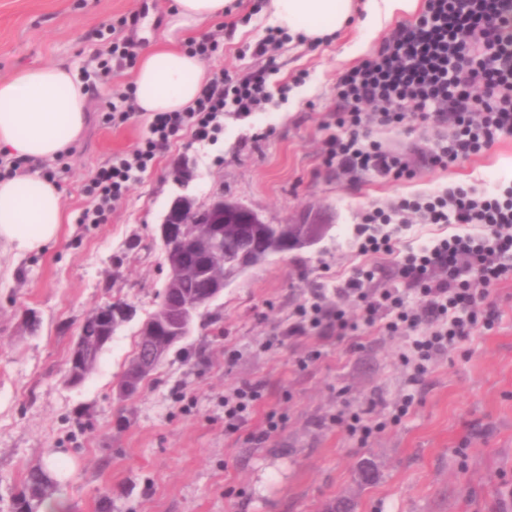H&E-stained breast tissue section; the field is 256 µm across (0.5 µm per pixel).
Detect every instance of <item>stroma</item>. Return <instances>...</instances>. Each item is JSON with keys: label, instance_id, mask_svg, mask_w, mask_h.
<instances>
[{"label": "stroma", "instance_id": "1", "mask_svg": "<svg viewBox=\"0 0 512 512\" xmlns=\"http://www.w3.org/2000/svg\"><path fill=\"white\" fill-rule=\"evenodd\" d=\"M266 0H230L226 18L181 31L182 40L219 35L205 59L231 75L266 69L273 96L246 118L225 117L206 145L182 133L170 151L133 183L103 224H81L83 186L113 153L136 148L148 120L103 121L113 91L132 84L135 66L96 74V53L112 27L140 14L137 38L158 43L174 19L173 0H0V75L26 67L72 66L88 96V122L73 151L51 161L70 218L58 240L0 271V512H11L24 471L42 459L63 462L68 478L56 494L68 512H324L336 499L355 512H512V281L495 290L501 317L438 355L418 385L401 354L407 340L378 329L343 339L312 330L287 336L315 290L347 317L362 305L336 296L362 262L356 227L370 205L461 183L477 189L512 183V137L442 169L423 163L439 130L375 128L385 145L416 159V174L398 180L350 179L323 163L327 123L336 111V77L355 66L345 54L368 38L376 49L397 25L368 37L363 13L327 42L299 39L271 57L249 43L269 26ZM237 21L236 30L226 27ZM287 95H280L281 86ZM184 172L197 202L225 195L272 223L305 205L324 206L335 226L316 246L270 258L233 280L202 310L139 393L122 402L116 383L131 359L142 323L157 309L165 278L157 226ZM133 308L78 385L68 358L82 321L104 302ZM262 383L265 400L245 431L224 432V397ZM414 403L393 416L406 395ZM286 419L264 432V415ZM342 410L367 411L382 424L360 445L334 421ZM371 465L372 481L360 469Z\"/></svg>", "mask_w": 512, "mask_h": 512}]
</instances>
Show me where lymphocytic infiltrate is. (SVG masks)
I'll return each instance as SVG.
<instances>
[{
	"instance_id": "f902f5d3",
	"label": "lymphocytic infiltrate",
	"mask_w": 512,
	"mask_h": 512,
	"mask_svg": "<svg viewBox=\"0 0 512 512\" xmlns=\"http://www.w3.org/2000/svg\"><path fill=\"white\" fill-rule=\"evenodd\" d=\"M503 0H425L418 17L399 24L379 48L358 65L339 73L342 102L325 140L323 161L359 178L408 176L410 158L371 139L374 127L403 125L413 114L444 124L443 138L429 164L448 167L477 155L512 135V43L496 22ZM271 94L265 70L237 78L214 71L205 77L193 105L183 111L153 113L149 132L137 149L113 155L84 185L91 204L82 224H102L131 184L153 166L181 132L206 143L215 139L228 115L246 117ZM471 224L478 234H451L420 252L398 255L387 224ZM360 256L398 255L401 278L411 293L382 288L371 293L376 267L359 266L336 292L364 303L360 322L328 305L323 293L302 307L289 335L310 329L345 337L358 326H382L404 335L414 357L412 380L421 382L435 356L468 340L477 324L499 318L491 286L512 280V185L484 191L456 184L433 194L401 197L366 210L357 227ZM263 401L262 389L245 384L224 401V430L235 434Z\"/></svg>"
}]
</instances>
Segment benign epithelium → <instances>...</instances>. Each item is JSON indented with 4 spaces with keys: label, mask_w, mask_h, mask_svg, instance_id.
Instances as JSON below:
<instances>
[{
    "label": "benign epithelium",
    "mask_w": 512,
    "mask_h": 512,
    "mask_svg": "<svg viewBox=\"0 0 512 512\" xmlns=\"http://www.w3.org/2000/svg\"><path fill=\"white\" fill-rule=\"evenodd\" d=\"M333 223L334 215L321 208L309 207L293 220L272 224L265 221L255 209L222 195L205 206L196 205L194 199L186 194L178 195L158 225L157 236L165 253L164 287L173 290L178 287L182 277L193 275L201 282L208 299L214 300L221 295L232 276L261 264L271 255L286 254L318 244L331 230ZM214 224L224 225L226 231L245 244L238 257L231 261L222 259L220 239L211 232ZM182 237L193 243L205 242L216 266H202L182 254L176 247L177 239ZM197 314L198 310L193 308L182 310L181 317L169 328V335H188ZM157 327L158 321L149 318L140 328L144 363L147 365L165 355V350L155 341Z\"/></svg>",
    "instance_id": "benign-epithelium-1"
}]
</instances>
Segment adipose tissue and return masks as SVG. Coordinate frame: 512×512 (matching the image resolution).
Wrapping results in <instances>:
<instances>
[{
	"label": "adipose tissue",
	"mask_w": 512,
	"mask_h": 512,
	"mask_svg": "<svg viewBox=\"0 0 512 512\" xmlns=\"http://www.w3.org/2000/svg\"><path fill=\"white\" fill-rule=\"evenodd\" d=\"M354 0H269L273 27L320 41L349 22ZM150 45L135 72L138 111L173 112L191 106L205 78L201 59L174 44ZM87 96L70 65L31 67L0 76V154L31 163L56 159L80 140ZM65 219L54 182L29 171L0 177V256L15 259L54 242Z\"/></svg>",
	"instance_id": "ef3b65f1"
}]
</instances>
